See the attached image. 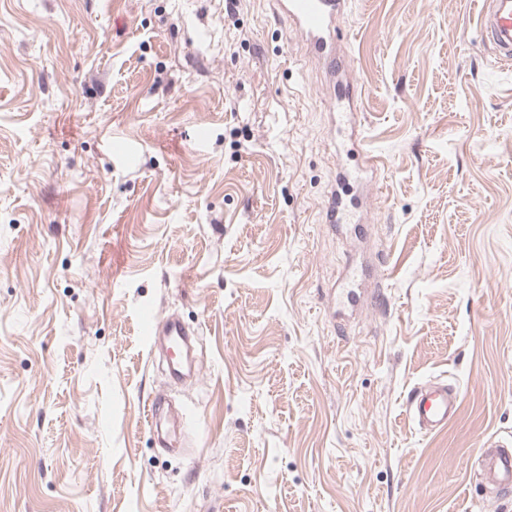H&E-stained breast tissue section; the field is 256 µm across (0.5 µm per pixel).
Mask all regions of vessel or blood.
Returning a JSON list of instances; mask_svg holds the SVG:
<instances>
[{"label":"vessel or blood","instance_id":"1","mask_svg":"<svg viewBox=\"0 0 512 512\" xmlns=\"http://www.w3.org/2000/svg\"><path fill=\"white\" fill-rule=\"evenodd\" d=\"M274 2L278 17L286 21L311 57L324 68L328 76L329 112L335 129L344 131L353 124L355 99L359 95V86L353 78L341 33V26L349 13V0ZM480 26L496 60L511 65L512 0H485ZM352 150L359 160L358 165L338 171L336 184L324 205L325 222L333 229L362 223L364 202L374 189L365 174L375 165V157L364 151L358 142L353 143ZM356 279V269H348L340 288L331 296L336 316L356 313L360 304ZM146 336L150 347L162 344L175 350L176 355L169 362L171 375L182 376L184 369L192 366V333L178 317L149 319ZM459 405L458 390L440 382L414 387L406 399L409 417L426 434L445 428L454 419ZM484 468L488 482L502 488L512 487V446L497 445L486 455Z\"/></svg>","mask_w":512,"mask_h":512}]
</instances>
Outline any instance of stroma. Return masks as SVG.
I'll return each instance as SVG.
<instances>
[{
    "mask_svg": "<svg viewBox=\"0 0 512 512\" xmlns=\"http://www.w3.org/2000/svg\"><path fill=\"white\" fill-rule=\"evenodd\" d=\"M481 9L352 0L378 190L343 239L324 76L271 0H0V512H512L475 464L512 442V68ZM147 313L197 329L194 377ZM439 380L463 400L425 435L406 396ZM356 279V268L352 265V262H350L347 274L340 288L333 289L334 296L329 294L328 300L330 304H334L336 316L345 317L348 314L352 315L356 313L360 304L359 288L355 287Z\"/></svg>",
    "mask_w": 512,
    "mask_h": 512,
    "instance_id": "35a3bbf8",
    "label": "stroma"
}]
</instances>
